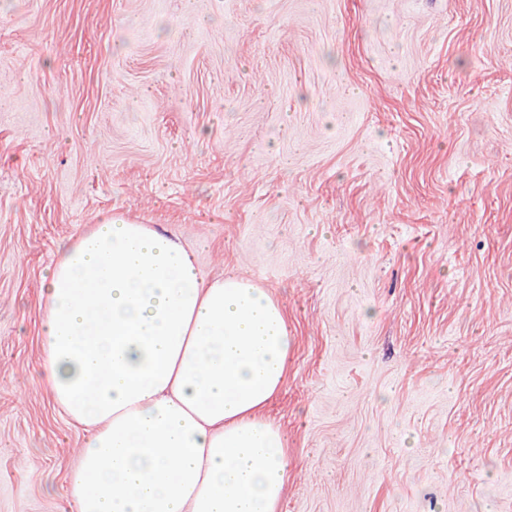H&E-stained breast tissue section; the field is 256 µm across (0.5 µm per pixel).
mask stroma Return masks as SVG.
Returning a JSON list of instances; mask_svg holds the SVG:
<instances>
[{
    "instance_id": "obj_1",
    "label": "stroma",
    "mask_w": 512,
    "mask_h": 512,
    "mask_svg": "<svg viewBox=\"0 0 512 512\" xmlns=\"http://www.w3.org/2000/svg\"><path fill=\"white\" fill-rule=\"evenodd\" d=\"M111 209L282 306L280 512H512V0H0V512H69L41 283Z\"/></svg>"
}]
</instances>
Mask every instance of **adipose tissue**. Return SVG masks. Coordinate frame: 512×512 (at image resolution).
<instances>
[{
  "label": "adipose tissue",
  "instance_id": "1",
  "mask_svg": "<svg viewBox=\"0 0 512 512\" xmlns=\"http://www.w3.org/2000/svg\"><path fill=\"white\" fill-rule=\"evenodd\" d=\"M42 300L48 392L86 433L73 512H279L288 444L262 412L291 338L268 291L110 211L60 245Z\"/></svg>",
  "mask_w": 512,
  "mask_h": 512
}]
</instances>
